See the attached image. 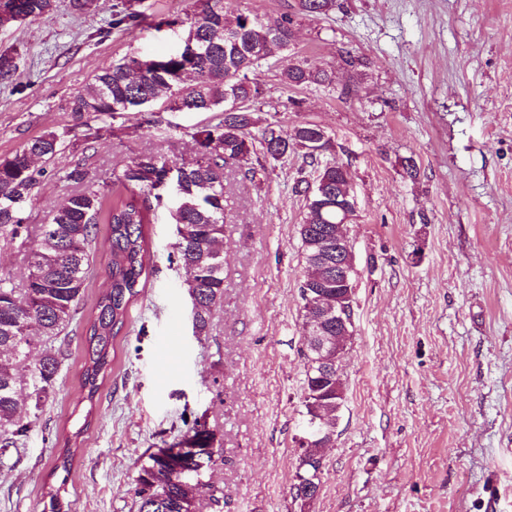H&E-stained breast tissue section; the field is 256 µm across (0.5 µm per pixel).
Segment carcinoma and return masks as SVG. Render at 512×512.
Wrapping results in <instances>:
<instances>
[{
    "instance_id": "1",
    "label": "carcinoma",
    "mask_w": 512,
    "mask_h": 512,
    "mask_svg": "<svg viewBox=\"0 0 512 512\" xmlns=\"http://www.w3.org/2000/svg\"><path fill=\"white\" fill-rule=\"evenodd\" d=\"M334 0H296L297 12L324 14ZM55 0H5L0 3V25L47 18ZM294 39L293 19L284 15L273 21L224 14L220 0H203L201 14L185 29L180 49L146 65L130 56L101 66L85 87L67 103V109L96 118L116 112H135L155 100L167 83L180 74H192V83L170 94L169 109L184 112L224 113L213 129L202 131L198 157L178 166L179 194L172 199L166 177L171 164L156 155L143 156L113 174V183L124 188L112 199L87 185L54 210L46 223L30 224L26 205L34 188L46 175L31 162V155L49 163L63 147V136L48 132L30 140L9 158L0 160V251L26 253V272L20 280L0 277V466L7 465L23 444L52 390L64 351L53 343L70 326L86 283L90 248L98 224L109 227L112 240L108 287L98 297L87 322L83 386L88 398L100 388L111 362L110 348L126 324L128 313L154 271L145 227L150 212L165 208L176 225L170 260L184 270V285L200 306L194 333H206L213 309L224 297V166L230 162L251 173L253 155L281 159L302 148L317 163L316 176L306 183L307 215L299 225L302 249L312 282L299 286L305 316L312 309L306 290H315L326 305H336L341 289L336 285V225L343 222L336 209L342 188L351 182L349 170L336 162H319L320 152L309 151V142H320L321 152L330 140L311 123L290 131L265 127L252 133L260 118L252 102L260 95L248 73L266 62L281 63V76L290 86L326 83L325 70H313L286 60L284 52ZM261 149H256V146ZM329 338L336 347V320H325L319 331L309 329L303 338L304 438L310 440L299 457L296 473H322L323 458L314 441L336 433L343 390L336 369L321 371L320 347L315 335ZM43 346L36 363L28 362L31 350ZM208 449L207 466L217 465L220 449L215 433L192 428L170 448L181 447L199 435ZM137 512H189V492L172 478V467L154 451L141 466L134 492Z\"/></svg>"
}]
</instances>
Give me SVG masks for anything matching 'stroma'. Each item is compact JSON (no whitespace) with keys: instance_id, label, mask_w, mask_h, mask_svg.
Masks as SVG:
<instances>
[{"instance_id":"obj_1","label":"stroma","mask_w":512,"mask_h":512,"mask_svg":"<svg viewBox=\"0 0 512 512\" xmlns=\"http://www.w3.org/2000/svg\"><path fill=\"white\" fill-rule=\"evenodd\" d=\"M139 14L109 28L117 7ZM295 0H223L268 21L290 13L291 60L331 82L292 87L280 68L251 72L264 122L320 125L326 161L347 166L357 211L348 226L357 288L342 363L345 401L322 451L307 508L290 488L301 454L306 334L299 226L315 176L301 155L256 174L224 169V298L195 335L184 272L169 264L176 229L155 210L146 227L156 270L113 341L93 401L81 374L85 327L107 282L109 232L99 225L68 352L18 457L0 467V512H136L148 456L195 423L223 456L198 512H512V0H336L297 15ZM202 0H57L46 19L0 26L16 70L0 80V159L55 131L65 136L27 206L46 216L77 190L83 165L110 181L132 161L195 158L198 132L220 112H172L157 100L101 120L67 111L103 64L180 48ZM363 59L350 68L345 54ZM352 88L340 98L341 88ZM413 160L416 177L403 169ZM76 448L70 471L61 448Z\"/></svg>"}]
</instances>
